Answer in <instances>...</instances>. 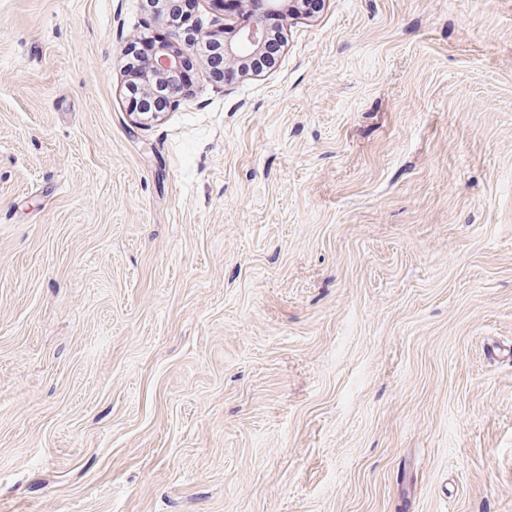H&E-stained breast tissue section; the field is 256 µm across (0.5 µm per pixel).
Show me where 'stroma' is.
<instances>
[{
	"label": "stroma",
	"mask_w": 512,
	"mask_h": 512,
	"mask_svg": "<svg viewBox=\"0 0 512 512\" xmlns=\"http://www.w3.org/2000/svg\"><path fill=\"white\" fill-rule=\"evenodd\" d=\"M145 0H0V512H512V0H325L126 115Z\"/></svg>",
	"instance_id": "obj_1"
}]
</instances>
